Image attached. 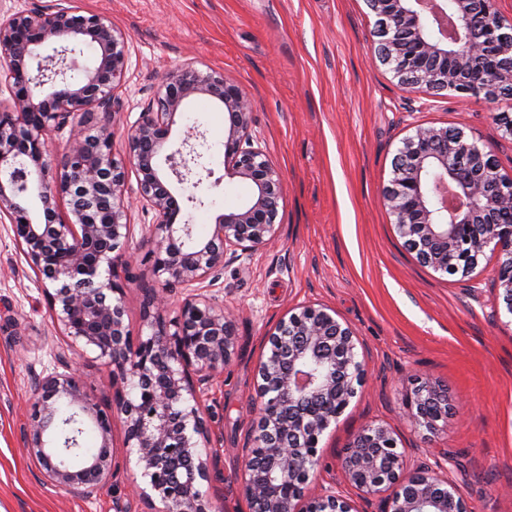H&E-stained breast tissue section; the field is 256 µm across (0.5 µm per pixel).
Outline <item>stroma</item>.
<instances>
[{
  "label": "stroma",
  "mask_w": 512,
  "mask_h": 512,
  "mask_svg": "<svg viewBox=\"0 0 512 512\" xmlns=\"http://www.w3.org/2000/svg\"><path fill=\"white\" fill-rule=\"evenodd\" d=\"M70 2L126 33L130 60L109 117L115 158L164 74L190 65L222 73L252 100L254 134L281 170L286 190L279 233L250 260L229 265L213 286L236 318V353L201 395L212 414L209 455L217 475L201 485L214 512H248L239 491L240 452L255 418L254 368L268 330L288 309L331 306L359 337L366 383L321 438L313 488L334 486L356 498L338 464L349 437L368 424L391 429L414 463L441 470L472 512H512V315L494 282L498 258L486 254L469 276L442 277L403 247L382 201L391 162L415 126L464 129L512 173V137L494 119L512 98L430 100L402 88L374 54L376 16L366 0H0V12L51 10ZM213 177L201 203L182 205L179 223L206 238L218 214L251 195L224 169V113L206 99L177 117L169 147L189 127ZM152 213L129 212L133 262L125 271V321L143 331L145 288L156 280L144 257ZM76 356L54 326L44 290L0 224V512H161L147 504L144 480L112 426L122 466L113 485L86 499L47 486L25 450L36 377L57 354ZM448 395L450 412L432 432L406 416L417 377Z\"/></svg>",
  "instance_id": "stroma-1"
}]
</instances>
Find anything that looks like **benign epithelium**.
<instances>
[{
    "instance_id": "1",
    "label": "benign epithelium",
    "mask_w": 512,
    "mask_h": 512,
    "mask_svg": "<svg viewBox=\"0 0 512 512\" xmlns=\"http://www.w3.org/2000/svg\"><path fill=\"white\" fill-rule=\"evenodd\" d=\"M378 16L377 55L400 86L435 98L444 91L495 99L512 85V26L497 0H368ZM91 46L89 65L77 55ZM0 58L11 107L0 110V223L10 224L25 259L38 270L45 299L61 335L78 351L111 369L112 412L73 362L57 356L54 371L37 380L28 454L45 484L91 498L115 476L112 420L125 430L146 487L164 512H212L200 485L210 482L213 460L209 415L198 394L224 373L235 354L236 322L220 308L211 287L230 263L247 260L277 234L285 183L261 141L252 135L248 94L216 72L185 66L168 72L154 99L128 134L129 164L137 173L138 202L155 216L150 260L163 288L147 292L148 333L132 336L125 322L118 268L129 264L131 234L126 163L112 154V132L97 114L113 112L115 91L128 61L127 36L98 15L75 7L18 11L0 16ZM198 98L227 114L224 166L252 186L250 199L218 215L211 234L197 240L179 224L178 198L166 185L160 156L180 183L198 188L212 171L190 143H167L176 116ZM70 127L60 159L50 160V134ZM38 200L30 209L26 198ZM67 200L62 214L59 204ZM383 202L405 248L422 266L466 277L486 251L501 258L495 280L512 315V174L500 172L490 151L460 128L417 126L392 161ZM189 289L178 313L167 315V287ZM352 329L326 305H303L281 317L265 339L255 366L258 399L253 443L241 456L240 492L249 512H358L334 488L309 491L307 463H320L318 444L365 382L364 360ZM412 422L429 430L448 398L420 378L406 398ZM99 431L97 453L74 467L83 420ZM341 468L384 512H471L447 478L432 468L409 467L405 450L384 426L367 425L343 449Z\"/></svg>"
}]
</instances>
